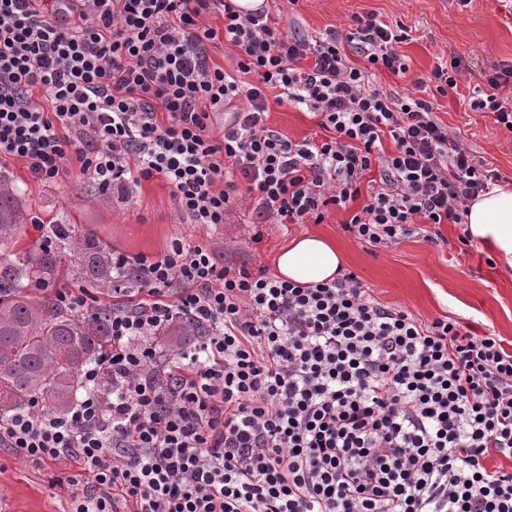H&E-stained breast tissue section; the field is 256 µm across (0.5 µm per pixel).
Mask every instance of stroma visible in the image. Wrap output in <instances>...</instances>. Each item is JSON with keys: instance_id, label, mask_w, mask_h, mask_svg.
Segmentation results:
<instances>
[{"instance_id": "35a3bbf8", "label": "stroma", "mask_w": 512, "mask_h": 512, "mask_svg": "<svg viewBox=\"0 0 512 512\" xmlns=\"http://www.w3.org/2000/svg\"><path fill=\"white\" fill-rule=\"evenodd\" d=\"M284 33L314 37L329 30L345 32L353 16L376 14L388 25L406 28L409 39L401 47L409 67L407 78L390 74L379 78L383 88L411 91V83L428 79L436 63L462 57L473 74L493 63L512 62V0H265ZM468 78H461L455 93L433 100L438 119L449 133L459 135L468 151L485 168L496 170L512 185V133L496 123L489 112L471 111ZM269 126L293 141L322 139L317 116L305 110L270 103ZM22 207L32 220L14 247L16 253L41 252L42 225L65 224L70 235L92 230L102 243L126 251L158 256L171 240L203 243L219 262L248 268L274 267L279 251L306 234L332 238L347 256L346 269L354 273L377 300L432 321L445 316L473 324L479 332L512 341V270L490 267L480 244L463 245V230L441 225L445 237L436 246L420 235L390 247H370L342 228L351 213L330 210L320 224L260 223L253 203H244L225 224H186L179 220L168 185L154 180L142 185L126 202L100 196L94 185L75 172L57 183L31 181L18 164L5 168ZM261 244H253L255 230ZM75 462L34 464L0 447V507L6 512H68L71 488L55 484L59 475L76 473Z\"/></svg>"}]
</instances>
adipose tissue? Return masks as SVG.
Returning a JSON list of instances; mask_svg holds the SVG:
<instances>
[{"mask_svg": "<svg viewBox=\"0 0 512 512\" xmlns=\"http://www.w3.org/2000/svg\"><path fill=\"white\" fill-rule=\"evenodd\" d=\"M467 222L472 240L512 268V188L497 186L471 201ZM343 262L344 254L333 240L306 235L278 255L276 266L281 277L306 284L334 278Z\"/></svg>", "mask_w": 512, "mask_h": 512, "instance_id": "obj_1", "label": "adipose tissue"}]
</instances>
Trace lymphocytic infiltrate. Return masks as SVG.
Listing matches in <instances>:
<instances>
[{"mask_svg": "<svg viewBox=\"0 0 512 512\" xmlns=\"http://www.w3.org/2000/svg\"><path fill=\"white\" fill-rule=\"evenodd\" d=\"M210 12L223 31L203 27ZM355 22L309 39L233 0H0V166L47 184L73 169L121 199L161 179L192 224L226 223L244 198L264 222L350 207L343 229L360 242L440 244L427 226L464 223L497 176L430 102L378 84L407 74L405 33ZM220 36L240 50L237 75L210 61ZM272 89L326 139L270 128ZM470 106L512 132V65L491 64ZM112 271L113 293L137 302L113 309L84 395L60 415L0 418V446L78 464L70 512H512V470L489 463L512 461L502 337L417 319L352 273L302 285L179 239L158 257L113 251ZM181 318L208 333L163 382L159 340Z\"/></svg>", "mask_w": 512, "mask_h": 512, "instance_id": "obj_1", "label": "lymphocytic infiltrate"}]
</instances>
